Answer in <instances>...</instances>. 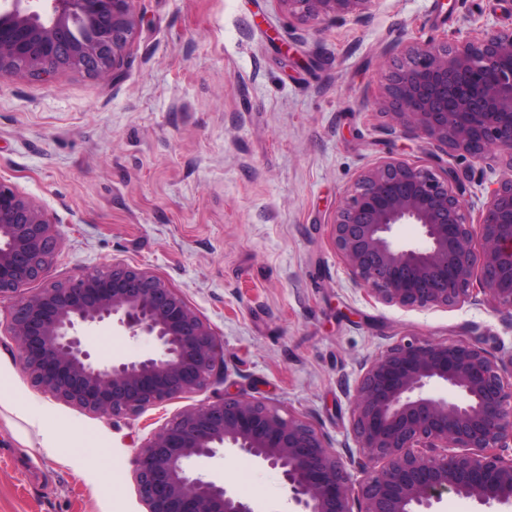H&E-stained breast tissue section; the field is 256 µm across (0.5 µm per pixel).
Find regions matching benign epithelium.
<instances>
[{
    "instance_id": "7a95c632",
    "label": "benign epithelium",
    "mask_w": 512,
    "mask_h": 512,
    "mask_svg": "<svg viewBox=\"0 0 512 512\" xmlns=\"http://www.w3.org/2000/svg\"><path fill=\"white\" fill-rule=\"evenodd\" d=\"M136 0H0V74L58 67L117 75L138 28ZM300 24L364 22L377 0H276ZM378 107L391 134H415L438 150L505 162L506 174L469 218L440 175L398 159L363 172L336 210V251L377 300L405 308L459 304L474 275L491 301L512 309V29L484 22L466 36L430 38L388 76ZM416 224L422 243L397 242ZM48 214L0 182V301L32 384L84 410L134 415L203 389L224 371L218 334L165 280L122 263L65 283L39 282L57 236ZM110 320L154 353L95 362L80 329ZM512 362L463 340H401L375 358L355 394L352 428L369 462L354 487L324 434L257 399L221 396L153 431L136 460L148 512H260L198 464L245 454L280 472L295 512H433L452 491L481 505L512 506ZM452 388L446 398L432 384ZM382 466L368 469V463Z\"/></svg>"
}]
</instances>
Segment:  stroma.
Returning a JSON list of instances; mask_svg holds the SVG:
<instances>
[{
    "mask_svg": "<svg viewBox=\"0 0 512 512\" xmlns=\"http://www.w3.org/2000/svg\"><path fill=\"white\" fill-rule=\"evenodd\" d=\"M119 78L61 68L0 76V181L55 221L45 283L118 262L154 272L224 343L201 391L105 417L37 390L2 324L0 512H147L135 461L150 434L224 393L259 398L366 459L351 427L366 364L410 338L477 341L512 358V311L480 283L468 301L402 308L356 284L332 223L356 179L393 156L451 168L477 212L506 173L388 134L376 101L394 61L482 22L512 27V0H377L368 19L302 26L277 0H137ZM100 363L155 352L105 321L82 332ZM204 473L261 512H287L279 473L216 457Z\"/></svg>",
    "mask_w": 512,
    "mask_h": 512,
    "instance_id": "obj_1",
    "label": "stroma"
}]
</instances>
